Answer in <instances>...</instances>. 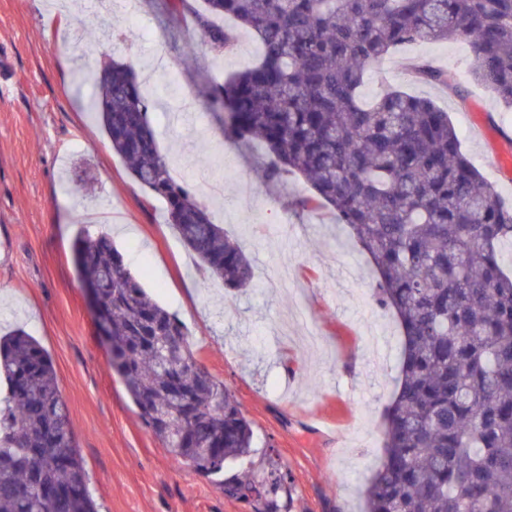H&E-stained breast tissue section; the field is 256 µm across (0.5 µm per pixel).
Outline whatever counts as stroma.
<instances>
[{
    "instance_id": "35a3bbf8",
    "label": "stroma",
    "mask_w": 512,
    "mask_h": 512,
    "mask_svg": "<svg viewBox=\"0 0 512 512\" xmlns=\"http://www.w3.org/2000/svg\"><path fill=\"white\" fill-rule=\"evenodd\" d=\"M127 29L133 52L111 36L83 41L85 70L110 57L146 75L163 59L172 76L163 109L151 112L176 179L222 181L207 203L216 223L237 238L254 268L251 285L226 292L202 278L193 254L167 222L162 202L114 155L77 83L63 30L81 39L102 23ZM188 21L167 0H0V48L12 71L0 77V330L25 328L51 355L66 400L90 493L99 512H254V501L225 495L245 471L275 459L287 475L280 512H360V489L381 456L380 413L397 374L399 330L373 301L364 253L325 212L295 208L300 185L260 177L263 151L225 144L221 117L204 106L215 81L253 65L259 45L238 33L235 50L185 57ZM427 61L468 82L467 108L437 85L416 81L410 66ZM474 58L459 41L415 43L389 55L364 78L361 97L390 90L432 99L447 110L467 155L512 199V179L492 171L472 110L512 133V112L472 81ZM209 145L221 168L203 167ZM106 233L129 271L188 328L199 362L223 380L254 424L248 462L205 476L177 465L143 424L109 363L83 288L74 243Z\"/></svg>"
}]
</instances>
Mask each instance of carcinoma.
<instances>
[{
  "label": "carcinoma",
  "instance_id": "obj_1",
  "mask_svg": "<svg viewBox=\"0 0 512 512\" xmlns=\"http://www.w3.org/2000/svg\"><path fill=\"white\" fill-rule=\"evenodd\" d=\"M190 15L189 53L232 52L251 32L259 61L213 85L224 142L264 150L269 182L300 177L299 208L350 229L376 276L375 300L401 331L394 390L381 411L382 454L364 512H512V202L474 165L448 112L393 90L367 103L366 70L410 44H469L477 83L512 108V0H172ZM234 21L226 28L213 21ZM415 77L465 101L466 88L427 62ZM90 106L112 152L167 221L197 269L232 290L252 282L240 243L176 180L149 102L129 63L108 59ZM95 287L111 366L168 455L204 475L249 457L253 428L224 381L198 361L185 324L128 271L105 234L77 240ZM0 512H98L55 368L23 328L0 338ZM287 474L224 486L237 498L275 496Z\"/></svg>",
  "mask_w": 512,
  "mask_h": 512
}]
</instances>
